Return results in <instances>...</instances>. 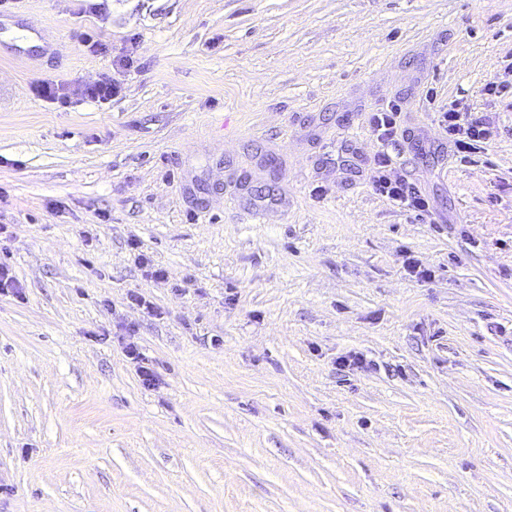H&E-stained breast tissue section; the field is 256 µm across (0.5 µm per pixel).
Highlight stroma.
<instances>
[{
    "label": "stroma",
    "instance_id": "obj_1",
    "mask_svg": "<svg viewBox=\"0 0 512 512\" xmlns=\"http://www.w3.org/2000/svg\"><path fill=\"white\" fill-rule=\"evenodd\" d=\"M99 2L0 11V512H512V0ZM120 91L121 86L112 79V74L104 72L96 81L73 90V95H79L86 100L100 104H107L112 101L113 97L118 96ZM452 102L448 111L440 113V125L448 133V143L453 147V155L461 163L471 160L476 153L477 143L489 138V123L482 119H466L467 112H461ZM465 114V116H463ZM400 110L391 106L385 112H375L371 117V125L379 140L383 143L392 142L398 134ZM375 165L369 179V187L374 193L395 201L409 211L424 212L428 209L427 199L413 182L402 176H391L388 172L391 165L389 154L381 153Z\"/></svg>",
    "mask_w": 512,
    "mask_h": 512
}]
</instances>
